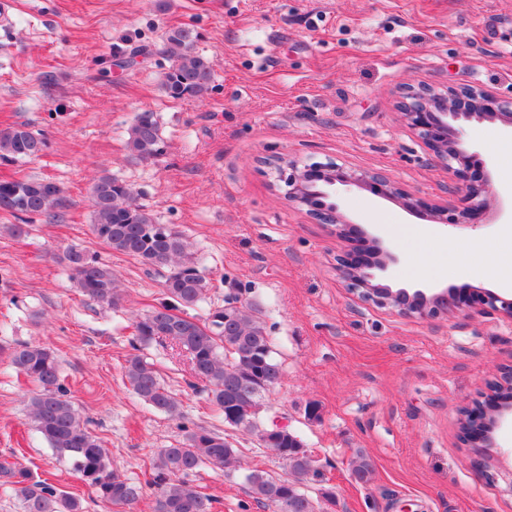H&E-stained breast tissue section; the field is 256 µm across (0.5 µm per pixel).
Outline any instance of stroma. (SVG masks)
<instances>
[{
    "instance_id": "1",
    "label": "stroma",
    "mask_w": 512,
    "mask_h": 512,
    "mask_svg": "<svg viewBox=\"0 0 512 512\" xmlns=\"http://www.w3.org/2000/svg\"><path fill=\"white\" fill-rule=\"evenodd\" d=\"M0 28V130L28 124L44 152L0 161L15 174L56 182L59 219H31L26 233H2L0 214V460L51 472L84 512H113L35 433L26 416L34 383L9 354L20 344L53 350L69 397L123 478L141 484L132 512H150L144 460L181 440L183 427L223 430L191 373L187 352L169 343L143 350L180 403L181 418L156 412L124 376L135 315L165 301L161 278L112 251L92 232L91 186L109 173L136 201L174 225L203 257L207 299L188 308L206 317L227 296L260 304L283 380L265 400L268 420L302 439L322 481L306 491L322 512H512V420L486 455L465 446L462 408L487 402L490 385L512 372V319L488 312L485 291L512 296V271L478 277L512 253L511 137L501 121L464 128L489 174L490 206L479 226L455 227L410 214L400 199L355 187L336 190L343 219L397 256L392 289L447 291L448 313L420 318L354 302L335 268L345 243L305 207L273 187L277 157L335 161L382 173L403 192L460 209L446 195L450 173L398 118L405 84L475 86L512 96V0H14ZM187 27L212 67L201 98H168V32ZM153 112L163 155L132 159L127 130ZM475 247L458 256L456 245ZM98 254L117 276L115 308L88 300L65 268L67 249ZM314 401L321 417L307 419ZM240 464L204 465L199 489L218 512H265L246 493L259 468L286 475L282 461L244 431H232ZM371 482L351 476L357 451Z\"/></svg>"
}]
</instances>
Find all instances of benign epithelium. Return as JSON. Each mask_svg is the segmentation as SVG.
<instances>
[{
	"instance_id": "1",
	"label": "benign epithelium",
	"mask_w": 512,
	"mask_h": 512,
	"mask_svg": "<svg viewBox=\"0 0 512 512\" xmlns=\"http://www.w3.org/2000/svg\"><path fill=\"white\" fill-rule=\"evenodd\" d=\"M400 117L417 132L434 157L455 177L454 181L448 183L446 193L457 194L465 202V207L451 220L445 218V207L432 206L430 210L441 224L474 226L485 213L492 187L487 179L477 184L467 178L468 162L473 153L460 121L474 117L499 119L512 128V97L502 100L473 88L437 91L425 85H409L400 105ZM288 167L293 169L284 178L288 201L308 207L315 220L334 226L336 235L342 238L350 236L352 225L341 220L336 204L318 207L315 199L334 196L338 185L365 187L371 182L381 186V194L384 196L396 193L393 184L377 175L334 163L305 165L300 169L297 164L290 162ZM396 261L394 254L383 251L372 262H356L348 254L336 259L339 275L347 282L349 290L362 301L418 317H433L447 310L446 291L428 296L421 290L413 293L403 289L395 291L384 284L390 265ZM483 304L492 312L512 318V298L506 299L494 292H487ZM507 393L509 399L497 402L489 410L479 409L471 413V419L483 426V430L465 434L466 442L476 445L486 443L495 425L512 415V390H507Z\"/></svg>"
}]
</instances>
